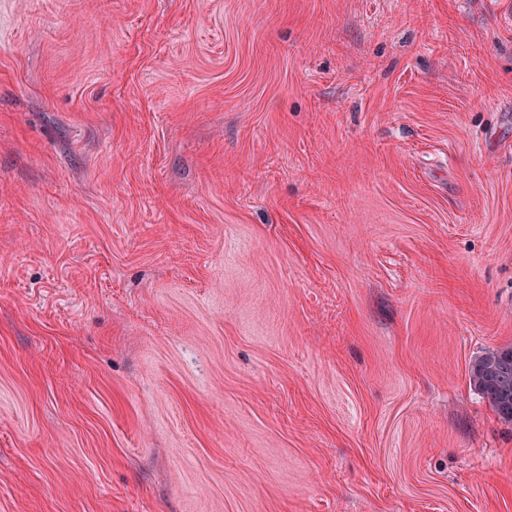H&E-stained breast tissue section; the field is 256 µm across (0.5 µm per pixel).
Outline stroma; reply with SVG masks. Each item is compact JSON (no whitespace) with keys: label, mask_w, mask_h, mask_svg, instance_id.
Masks as SVG:
<instances>
[{"label":"stroma","mask_w":512,"mask_h":512,"mask_svg":"<svg viewBox=\"0 0 512 512\" xmlns=\"http://www.w3.org/2000/svg\"><path fill=\"white\" fill-rule=\"evenodd\" d=\"M512 0H0V512H512ZM469 379L498 416L512 422V346L477 356L470 364Z\"/></svg>","instance_id":"35a3bbf8"}]
</instances>
